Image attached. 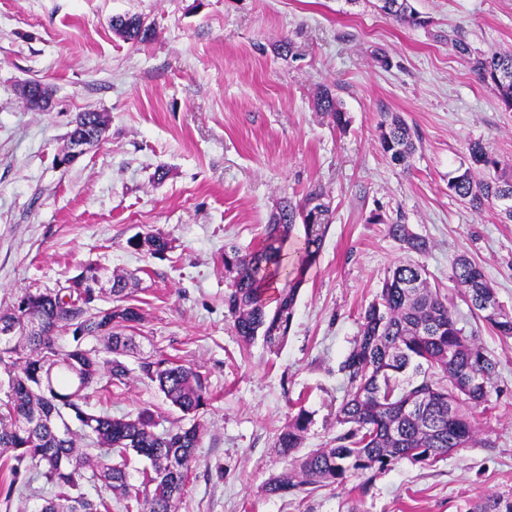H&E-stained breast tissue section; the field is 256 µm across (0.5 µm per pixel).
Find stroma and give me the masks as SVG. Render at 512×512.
<instances>
[{"label": "stroma", "instance_id": "35a3bbf8", "mask_svg": "<svg viewBox=\"0 0 512 512\" xmlns=\"http://www.w3.org/2000/svg\"><path fill=\"white\" fill-rule=\"evenodd\" d=\"M413 4L426 25H401L376 0H0V311L24 290L65 286L88 264L105 271L95 305L109 309L113 274L134 272L123 302L143 319L130 330V378L95 386L90 402L117 417L152 410L166 430L180 413L140 379V358L201 375L210 402L178 512H472L489 495L512 500V338L479 321L450 279L453 258L467 254L512 310V223L448 189L476 141L512 169V112L450 42L512 53V0ZM118 15L140 16L151 37L123 41L111 26ZM29 80L48 87L47 111L24 102ZM325 88L345 127L316 110ZM93 110L109 118L102 141L58 163L72 120ZM393 114L417 146L403 166L379 142ZM315 186L331 226L288 335L275 350L243 343L225 315L224 246L253 250L278 204ZM399 217L429 241L426 255L388 236ZM142 231L170 250L130 248ZM401 261L425 265L497 364L474 411L477 444L372 471L363 493L347 483L268 495L289 467L277 434L298 408L311 414L303 450L335 436L340 363L385 271Z\"/></svg>", "mask_w": 512, "mask_h": 512}]
</instances>
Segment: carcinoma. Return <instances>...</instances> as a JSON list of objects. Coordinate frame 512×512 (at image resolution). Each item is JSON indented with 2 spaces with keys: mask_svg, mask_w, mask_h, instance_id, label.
<instances>
[{
  "mask_svg": "<svg viewBox=\"0 0 512 512\" xmlns=\"http://www.w3.org/2000/svg\"><path fill=\"white\" fill-rule=\"evenodd\" d=\"M378 9L403 25H418L420 18L410 0H378ZM112 29L132 43L148 38L150 28L138 16L112 18ZM478 79L493 86L501 104L512 110V54H480L473 59ZM29 108L44 110L50 99L38 82L22 87ZM316 108L338 127L346 113L331 90L317 98ZM88 128L102 136L106 116L87 111L77 115L73 129ZM380 144L395 165L406 163L416 149L408 124L396 115L381 125ZM470 164L461 165L448 178V189L473 209L491 205L512 222V172L480 142L469 147ZM492 172L475 176V168ZM320 187L295 202L280 203L268 220L259 248L243 253L224 245V271L229 281L224 306L243 342L257 338L279 347L290 330L297 297L309 268L316 264L329 229V204ZM303 235L290 242L296 225ZM388 234L407 252L424 254L426 239L396 221ZM128 244L151 254L164 252L167 239L153 233L138 234ZM451 280L471 302L474 313L496 334L512 336V312L497 305L489 313L478 301L497 298V291L479 264L465 254L451 262ZM275 307L267 293L278 283ZM91 289L27 290L0 322L15 323L20 333L0 338V366L8 376L6 398L0 399V448L13 452L12 480L5 500L29 486L30 474L43 480L47 495L37 512H110L109 503L91 500L83 492L86 472L123 494L125 512H177L202 440L197 418L209 394L197 371L166 358L139 363L141 377L157 385L166 400L191 418L163 432L154 412L114 417L90 409L86 390L101 378L107 386L125 383L130 370L119 355L136 345L133 337L118 332L142 321L139 309L117 305L107 313L91 308ZM75 327L74 345L65 350L57 333ZM106 334L117 357L100 360L82 347L86 336ZM339 370L347 394L336 410V436L327 447L298 455L311 415L304 408L289 418L278 433V453L289 460L288 473L266 486L271 496L285 498L310 487L343 484L363 478L408 459L435 461L470 446L475 438L471 410L487 401L496 363L474 338L465 333L438 289L430 286L419 263H398L384 276L378 298L365 308L354 344ZM149 461L135 492L127 483L130 455ZM473 512H512V500L490 496Z\"/></svg>",
  "mask_w": 512,
  "mask_h": 512,
  "instance_id": "cac0c4a2",
  "label": "carcinoma"
}]
</instances>
